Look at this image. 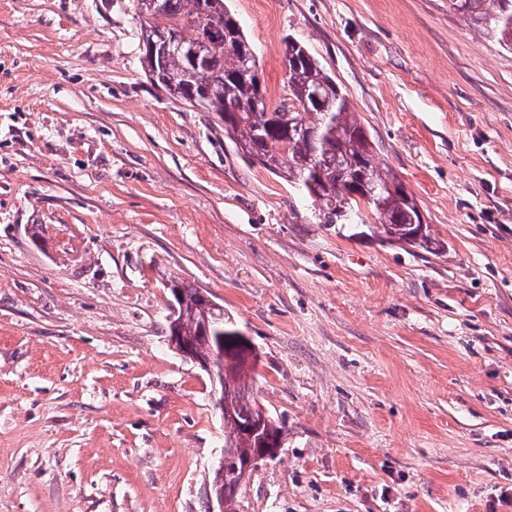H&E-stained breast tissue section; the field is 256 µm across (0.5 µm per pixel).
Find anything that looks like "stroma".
Returning <instances> with one entry per match:
<instances>
[{"mask_svg": "<svg viewBox=\"0 0 512 512\" xmlns=\"http://www.w3.org/2000/svg\"><path fill=\"white\" fill-rule=\"evenodd\" d=\"M347 95L430 253L318 224L154 86L136 0H0V512H208L216 379L167 279L221 306L287 435L237 512H511L512 51L448 0H226Z\"/></svg>", "mask_w": 512, "mask_h": 512, "instance_id": "35a3bbf8", "label": "stroma"}]
</instances>
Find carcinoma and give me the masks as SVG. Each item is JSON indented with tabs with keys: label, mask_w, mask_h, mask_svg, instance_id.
Returning <instances> with one entry per match:
<instances>
[{
	"label": "carcinoma",
	"mask_w": 512,
	"mask_h": 512,
	"mask_svg": "<svg viewBox=\"0 0 512 512\" xmlns=\"http://www.w3.org/2000/svg\"><path fill=\"white\" fill-rule=\"evenodd\" d=\"M154 34L139 43L145 75L189 106L215 113L245 156L298 186L312 201L320 224L365 223L377 219L391 241L430 253L441 249L430 225L398 177L379 157L375 141L346 94L298 41L285 42L288 96L271 102L264 84L254 81L252 44L225 0H137ZM448 9L512 50V0H448ZM175 33L181 48H165L160 35ZM169 326L191 342L194 355L212 349L235 359L243 341L224 318V309L208 304L200 291L180 281ZM250 369L224 374L218 399L224 402V453L239 463L260 448H273L286 429L253 399ZM224 512H236L240 486L224 477Z\"/></svg>",
	"instance_id": "carcinoma-1"
}]
</instances>
